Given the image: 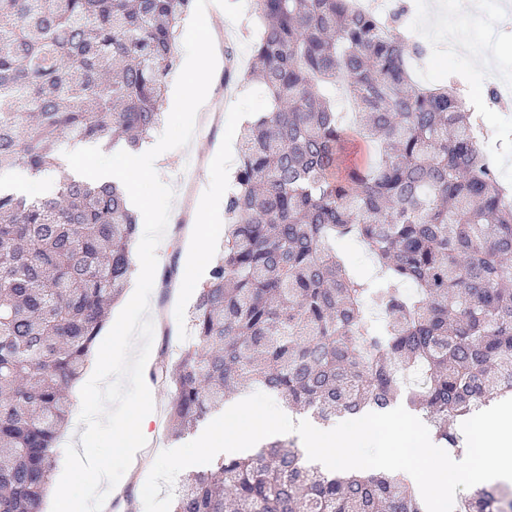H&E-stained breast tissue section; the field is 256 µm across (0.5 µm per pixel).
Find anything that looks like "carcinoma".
Segmentation results:
<instances>
[{
  "instance_id": "obj_1",
  "label": "carcinoma",
  "mask_w": 512,
  "mask_h": 512,
  "mask_svg": "<svg viewBox=\"0 0 512 512\" xmlns=\"http://www.w3.org/2000/svg\"><path fill=\"white\" fill-rule=\"evenodd\" d=\"M190 0H0V168L41 176L62 140L135 150L160 124ZM268 108L247 123L225 198L224 257L190 313L192 342L154 380L169 429L197 428L247 386L326 423L401 393L448 447L458 418L512 396V191L456 80L419 86L403 41L355 0H256ZM345 91L346 124L328 89ZM138 217L122 184L65 178L0 191V512H44L59 439ZM361 241L386 277L353 274ZM172 512H426L401 474L323 473L293 440L221 457ZM454 512H512L504 483Z\"/></svg>"
}]
</instances>
